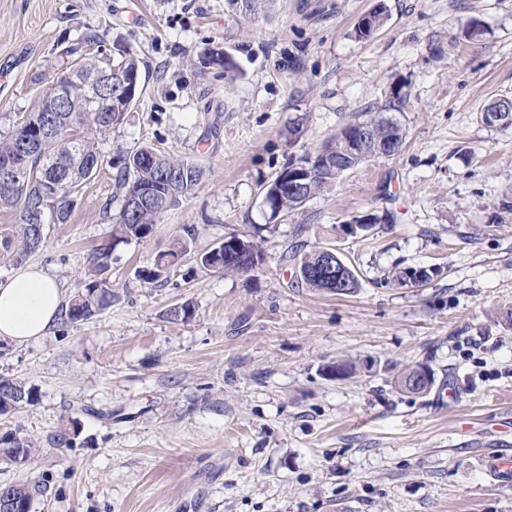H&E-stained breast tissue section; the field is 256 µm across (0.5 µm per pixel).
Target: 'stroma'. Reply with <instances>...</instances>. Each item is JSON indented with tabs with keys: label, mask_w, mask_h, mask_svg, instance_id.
<instances>
[{
	"label": "stroma",
	"mask_w": 512,
	"mask_h": 512,
	"mask_svg": "<svg viewBox=\"0 0 512 512\" xmlns=\"http://www.w3.org/2000/svg\"><path fill=\"white\" fill-rule=\"evenodd\" d=\"M377 1L0 0L2 135L86 55V29L141 62L142 94L100 137L69 223L45 225L27 258L64 295L113 243L120 156L147 144L205 171L150 239L114 243L111 306L22 346L0 340V377L40 394L0 416V436L37 448L0 462V485H37L30 512H512V470L493 466L512 451V128L481 119L512 97V0H381L384 23L357 39ZM396 82L400 151L270 219L264 184ZM250 233L254 271L198 263ZM186 235L167 278L138 277ZM319 248L357 272L356 293L297 278V256ZM407 267L438 274L392 283ZM187 301L190 321L168 318ZM339 359L377 367L324 378ZM420 364L431 391H401ZM73 424V447H53Z\"/></svg>",
	"instance_id": "stroma-1"
}]
</instances>
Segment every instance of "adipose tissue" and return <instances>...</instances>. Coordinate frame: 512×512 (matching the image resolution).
<instances>
[{
    "label": "adipose tissue",
    "mask_w": 512,
    "mask_h": 512,
    "mask_svg": "<svg viewBox=\"0 0 512 512\" xmlns=\"http://www.w3.org/2000/svg\"><path fill=\"white\" fill-rule=\"evenodd\" d=\"M62 303L54 277L34 265L19 266L0 279V340L24 345L48 335Z\"/></svg>",
    "instance_id": "adipose-tissue-1"
}]
</instances>
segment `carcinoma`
Here are the masks:
<instances>
[{"label": "carcinoma", "instance_id": "obj_1", "mask_svg": "<svg viewBox=\"0 0 512 512\" xmlns=\"http://www.w3.org/2000/svg\"><path fill=\"white\" fill-rule=\"evenodd\" d=\"M116 70L139 69L140 60L123 48L114 61ZM59 86L54 82L48 94L42 95L36 107L18 116L12 131L0 139V167L14 166L23 172L22 186L13 193L0 194V211L12 214L14 222L0 230V261H19L35 253L43 239V226L30 224L24 215L36 209H48L55 213L53 224H66L74 213L86 183L96 174L101 165L96 137L108 133L119 124L124 108L112 104L110 112H81L85 101L74 95L69 100V112L49 111L48 95ZM406 101L404 85L390 87L388 99L368 120L374 123L370 148L384 137H396L395 149H400L406 138L404 128L384 126L387 114L403 110ZM76 167L77 175L67 177L59 190L51 187L54 169L67 172ZM205 176L203 168L185 160L163 155L151 147L143 146L126 155L123 166L115 177L120 208L114 227L112 241L150 238L159 218L179 201L190 195ZM342 173L334 168L318 167L312 177V190L317 193L336 184ZM281 176H276L263 188V195L271 204L270 212L292 213L299 209L297 200L279 186ZM146 195L145 203L135 210H128V197L137 193ZM189 251L188 241L177 239L171 248L157 255L151 265L138 271V276L147 283L158 281L169 269L177 266ZM260 253L251 238L230 236L227 244L219 243L198 257L204 268L239 271L237 258ZM317 251L301 257L299 266L311 274L302 279L304 284L316 291H325V281L312 271L320 265ZM112 264V245L100 247L87 256V278L77 288L71 299L62 306L61 316L66 323L85 321L112 302V290L108 288V275ZM39 400L38 389L25 382L0 378V415L15 413L35 404ZM24 453L28 460L36 451L27 438L8 433L0 437V461L11 463L15 458L13 449ZM35 488L15 483L0 487V504H15L21 512L23 505L31 503Z\"/></svg>", "mask_w": 512, "mask_h": 512}]
</instances>
